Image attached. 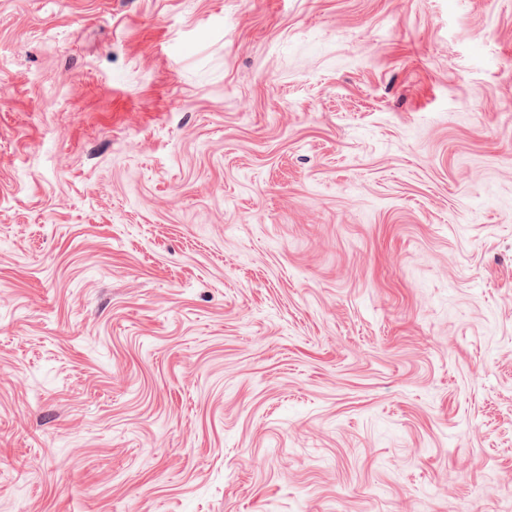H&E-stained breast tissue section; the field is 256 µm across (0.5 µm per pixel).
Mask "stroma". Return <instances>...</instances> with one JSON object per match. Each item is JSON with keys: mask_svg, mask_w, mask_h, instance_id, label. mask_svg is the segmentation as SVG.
<instances>
[{"mask_svg": "<svg viewBox=\"0 0 512 512\" xmlns=\"http://www.w3.org/2000/svg\"><path fill=\"white\" fill-rule=\"evenodd\" d=\"M512 0H0V512H512Z\"/></svg>", "mask_w": 512, "mask_h": 512, "instance_id": "35a3bbf8", "label": "stroma"}]
</instances>
